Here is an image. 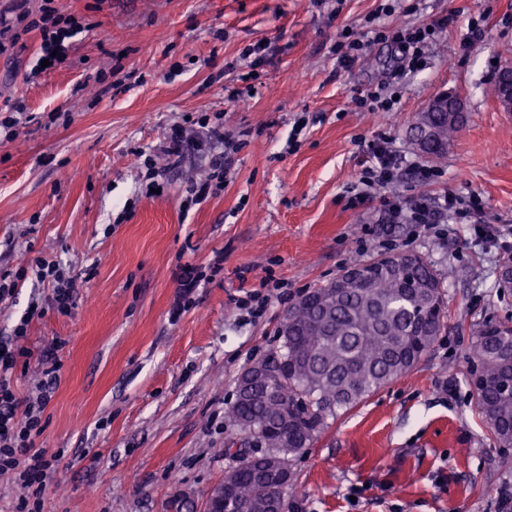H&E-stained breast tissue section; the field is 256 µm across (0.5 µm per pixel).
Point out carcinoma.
<instances>
[{
  "label": "carcinoma",
  "instance_id": "cac0c4a2",
  "mask_svg": "<svg viewBox=\"0 0 512 512\" xmlns=\"http://www.w3.org/2000/svg\"><path fill=\"white\" fill-rule=\"evenodd\" d=\"M431 139L418 150L439 159L461 123L444 112L424 118ZM354 266L364 277L337 281L301 296L279 330L281 345L265 359L267 373L236 398L227 417L244 437L227 443L236 465L224 473L226 512H265L284 486L262 478L268 464L291 468L326 426L412 370L446 326L443 283L419 255H384ZM477 405L503 448L512 447V326L482 320L469 327Z\"/></svg>",
  "mask_w": 512,
  "mask_h": 512
}]
</instances>
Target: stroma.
I'll return each instance as SVG.
<instances>
[{
    "instance_id": "35a3bbf8",
    "label": "stroma",
    "mask_w": 512,
    "mask_h": 512,
    "mask_svg": "<svg viewBox=\"0 0 512 512\" xmlns=\"http://www.w3.org/2000/svg\"><path fill=\"white\" fill-rule=\"evenodd\" d=\"M92 27L67 61L33 76L37 32L0 54V109L25 114L0 141V272L53 255L79 276L68 316L33 319L32 353L14 374L28 396L39 353L60 340V383L35 445L57 454L44 512H172L176 496L203 512L232 461L224 443L238 379L280 344L286 304L262 318L238 304L264 281L291 298L387 251L422 256L441 278L448 325L405 376L329 419L296 457L288 512H512V448L499 447L470 385V323H512V288L499 287L500 243L477 239L466 220L408 236L382 225L380 197L350 208L366 145L390 135L419 157L411 125L436 95L464 98L466 124L439 177L404 175L393 193L478 196L486 223L512 242V112L493 97L499 67L512 66V0H419L386 25L450 18L426 66L404 75L393 112H361L354 97L389 77L397 53L373 45L349 68L336 38L378 0H61ZM279 52L257 67L252 98L232 102L229 67L244 48ZM105 83H98V75ZM220 118L230 137L248 133L223 193L182 212L188 182L209 158L189 153L167 173L162 195L141 193L130 151L157 153L185 116ZM308 126L294 147V121ZM190 265L206 278L180 286Z\"/></svg>"
}]
</instances>
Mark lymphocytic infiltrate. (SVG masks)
I'll return each instance as SVG.
<instances>
[{
    "label": "lymphocytic infiltrate",
    "instance_id": "f902f5d3",
    "mask_svg": "<svg viewBox=\"0 0 512 512\" xmlns=\"http://www.w3.org/2000/svg\"><path fill=\"white\" fill-rule=\"evenodd\" d=\"M401 0H383L375 11L366 16L365 24L359 29L342 30L336 43L337 62L347 68L364 56L375 43L388 41L397 46L401 53V68L415 71L426 65L430 45L439 32L447 28L448 19L432 23H421L391 29L382 25L383 17L395 12ZM26 0H15L9 11H0V52L8 43L14 42L18 30L37 31L40 38L39 54L49 60L51 66L63 64L73 47L75 39L87 31L83 18L65 12L57 0H42L38 11L25 7ZM199 127L196 139H188L182 129H175L166 139L162 153L168 167L181 164L184 155L191 148L210 151V173L199 184L187 186L186 196L180 201L182 211H189L200 205L209 196L223 191L232 167L228 154L216 152V145L227 142L221 123L201 115L195 118ZM370 156L368 166L358 178V187L349 198L350 207H358L378 190L393 184L399 171L420 173L425 179L435 178L437 172L430 167L418 166L397 154L389 137L381 135L367 145ZM470 219L477 237L496 239L493 226L481 223V204L477 198L466 200L456 195L445 194L442 200L427 195H415L406 200L392 198L385 204L387 223L407 224L412 231L430 230L443 222L448 214ZM35 278L48 287L50 294L45 305H31L12 329L10 339H0V475H10L20 488L15 512H43L46 483L56 471L58 455L36 448L35 441L44 431L43 416L60 380L61 368L58 352L61 342H53L43 348L40 358L44 365L42 377L36 385L34 396L20 398L13 386V376L19 359L27 357V348L18 346V338L27 334L30 321L43 316L45 311L67 316L75 307L77 275L61 263L46 256H36L25 266L18 268L14 275L0 274V300L13 297L28 278Z\"/></svg>",
    "mask_w": 512,
    "mask_h": 512
}]
</instances>
